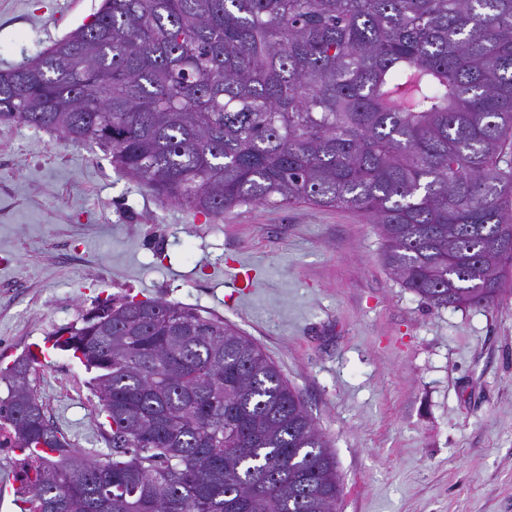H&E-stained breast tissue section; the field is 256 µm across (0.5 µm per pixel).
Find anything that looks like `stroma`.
I'll return each instance as SVG.
<instances>
[{
  "label": "stroma",
  "mask_w": 512,
  "mask_h": 512,
  "mask_svg": "<svg viewBox=\"0 0 512 512\" xmlns=\"http://www.w3.org/2000/svg\"><path fill=\"white\" fill-rule=\"evenodd\" d=\"M99 5L0 0V70ZM382 250L358 212L254 204L208 219L95 144L0 123V369L43 349L37 396L73 449L100 459L112 430L53 334L106 300L159 299L223 319L274 362L336 457L335 512H512V289L434 309ZM23 459L0 455V512L30 506Z\"/></svg>",
  "instance_id": "stroma-1"
}]
</instances>
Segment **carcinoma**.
Masks as SVG:
<instances>
[{"label":"carcinoma","instance_id":"carcinoma-1","mask_svg":"<svg viewBox=\"0 0 512 512\" xmlns=\"http://www.w3.org/2000/svg\"><path fill=\"white\" fill-rule=\"evenodd\" d=\"M0 122L92 142L205 216L360 212L436 309L494 303L512 270V0H102L0 71ZM54 346L94 373L112 454L71 450L17 359L0 428L30 512H335V455L223 320L107 300Z\"/></svg>","mask_w":512,"mask_h":512}]
</instances>
